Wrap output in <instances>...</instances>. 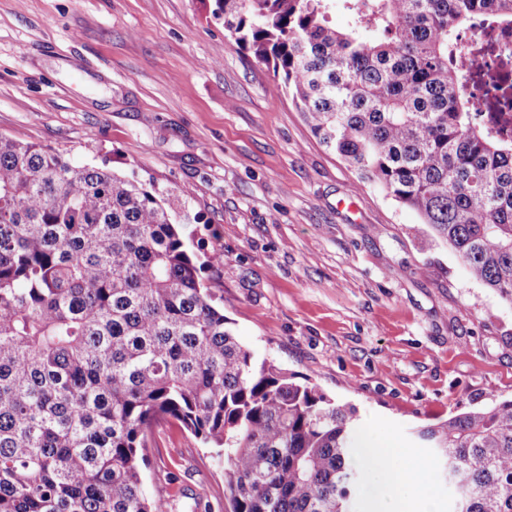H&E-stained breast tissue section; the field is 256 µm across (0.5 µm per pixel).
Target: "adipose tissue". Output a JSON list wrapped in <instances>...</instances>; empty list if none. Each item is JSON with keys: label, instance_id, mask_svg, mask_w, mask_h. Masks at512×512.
Returning a JSON list of instances; mask_svg holds the SVG:
<instances>
[{"label": "adipose tissue", "instance_id": "1", "mask_svg": "<svg viewBox=\"0 0 512 512\" xmlns=\"http://www.w3.org/2000/svg\"><path fill=\"white\" fill-rule=\"evenodd\" d=\"M393 442L363 438L356 451L359 461L367 468L374 480V490L367 499L366 512H441L434 491L420 481L423 466L407 460L402 474H395L389 466V458L396 453ZM415 484L419 491L409 496L398 490L399 485Z\"/></svg>", "mask_w": 512, "mask_h": 512}]
</instances>
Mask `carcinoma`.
<instances>
[{
  "instance_id": "1",
  "label": "carcinoma",
  "mask_w": 512,
  "mask_h": 512,
  "mask_svg": "<svg viewBox=\"0 0 512 512\" xmlns=\"http://www.w3.org/2000/svg\"><path fill=\"white\" fill-rule=\"evenodd\" d=\"M215 0L312 132L512 303V132L456 29L512 0ZM160 194L0 136V512H166L162 421L224 461L228 512H350L354 411L243 345ZM451 512H512V399L420 428Z\"/></svg>"
}]
</instances>
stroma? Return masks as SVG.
I'll list each match as a JSON object with an SVG mask.
<instances>
[{"instance_id": "obj_1", "label": "stroma", "mask_w": 512, "mask_h": 512, "mask_svg": "<svg viewBox=\"0 0 512 512\" xmlns=\"http://www.w3.org/2000/svg\"><path fill=\"white\" fill-rule=\"evenodd\" d=\"M214 0H0V135L162 192L240 341L354 406L448 488L412 428L512 398V304L322 145ZM359 186L356 211L339 205ZM169 512H224V465L180 423L144 471Z\"/></svg>"}]
</instances>
